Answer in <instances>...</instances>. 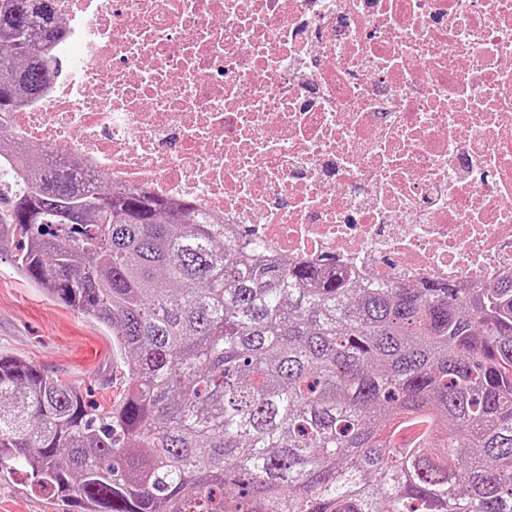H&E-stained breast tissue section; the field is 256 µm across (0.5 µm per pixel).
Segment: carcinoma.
<instances>
[{
  "instance_id": "cac0c4a2",
  "label": "carcinoma",
  "mask_w": 512,
  "mask_h": 512,
  "mask_svg": "<svg viewBox=\"0 0 512 512\" xmlns=\"http://www.w3.org/2000/svg\"><path fill=\"white\" fill-rule=\"evenodd\" d=\"M61 38L56 0H0V145ZM34 151L14 268L110 331L126 377L105 408L1 354L0 475L63 512H512V277L362 286ZM413 416L426 446H385Z\"/></svg>"
}]
</instances>
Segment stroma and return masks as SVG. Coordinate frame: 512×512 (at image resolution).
Wrapping results in <instances>:
<instances>
[{
    "label": "stroma",
    "instance_id": "35a3bbf8",
    "mask_svg": "<svg viewBox=\"0 0 512 512\" xmlns=\"http://www.w3.org/2000/svg\"><path fill=\"white\" fill-rule=\"evenodd\" d=\"M17 244L10 226L0 224V354L35 364L108 404L123 385L125 365L113 352L107 329L50 300L14 269ZM0 512H57L46 492L24 473L0 479Z\"/></svg>",
    "mask_w": 512,
    "mask_h": 512
}]
</instances>
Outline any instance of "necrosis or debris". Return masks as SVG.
<instances>
[{
  "label": "necrosis or debris",
  "instance_id": "1",
  "mask_svg": "<svg viewBox=\"0 0 512 512\" xmlns=\"http://www.w3.org/2000/svg\"><path fill=\"white\" fill-rule=\"evenodd\" d=\"M13 134L367 284L512 276V0H58Z\"/></svg>",
  "mask_w": 512,
  "mask_h": 512
}]
</instances>
